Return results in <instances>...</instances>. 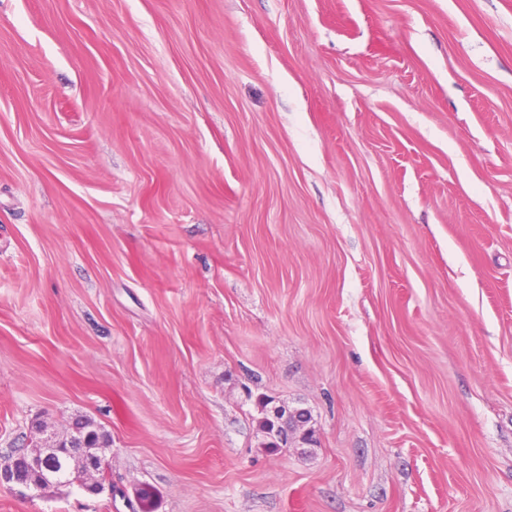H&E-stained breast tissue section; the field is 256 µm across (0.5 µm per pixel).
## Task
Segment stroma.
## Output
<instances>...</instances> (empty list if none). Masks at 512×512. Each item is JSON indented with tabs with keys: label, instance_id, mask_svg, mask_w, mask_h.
Returning a JSON list of instances; mask_svg holds the SVG:
<instances>
[{
	"label": "stroma",
	"instance_id": "35a3bbf8",
	"mask_svg": "<svg viewBox=\"0 0 512 512\" xmlns=\"http://www.w3.org/2000/svg\"><path fill=\"white\" fill-rule=\"evenodd\" d=\"M81 415L0 512H512V0H0V457ZM261 412L263 416L258 420V431L262 435L266 448H279L274 439L279 442L280 448L288 447L294 440V431L288 427V420L292 418V415H296L295 411L288 408V405H279L273 409L272 419L275 423V430L269 413L266 410V404L264 401L261 403ZM275 436V437H274ZM73 421L75 424L82 426L86 431H89L90 435L86 441L88 447L86 448L84 443L86 437L81 442L79 432L74 426L68 425L62 432L47 426L43 432V435L46 434V438L43 439L50 440L51 438L53 441H56L57 448L55 449L59 454L72 457L77 455L79 448H81L82 454L97 455L93 450L110 447L111 440L109 435L94 420L86 416H79ZM47 460H50L53 466V471L51 476L45 480L46 483L41 490H44L50 486L57 487H70L77 485L82 479L81 470L74 460L71 458H64L58 456L56 454H51L47 457ZM86 466V480L82 489L91 494H100L106 489V482L108 481V488L113 491L112 483L108 480V475L104 471L103 463H99L95 459H88L85 462Z\"/></svg>",
	"mask_w": 512,
	"mask_h": 512
}]
</instances>
